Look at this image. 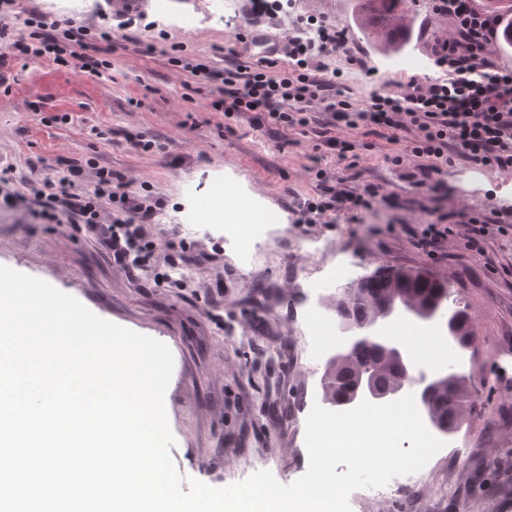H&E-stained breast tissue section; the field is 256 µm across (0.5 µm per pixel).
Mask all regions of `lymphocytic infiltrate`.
Here are the masks:
<instances>
[{"mask_svg": "<svg viewBox=\"0 0 512 512\" xmlns=\"http://www.w3.org/2000/svg\"><path fill=\"white\" fill-rule=\"evenodd\" d=\"M433 12L449 24L447 32L434 38L432 64L440 71L438 77L410 80L400 91L384 88L363 105H354L344 96L337 72L328 71L322 61L344 44L346 32L320 19L317 44L288 37L284 46L288 68L279 77L268 75L272 62L266 58L225 69L220 89L225 118L247 114L260 126L303 130L315 126L325 132L326 149L344 152L348 144L338 143L328 135V128L341 124L407 132L410 138L403 153L419 159L423 187L434 181L453 155L480 166L512 170V67L500 65L494 42L503 20L478 9L475 0H433ZM26 24L29 36L12 42V50L31 59L50 56L58 62L75 45L87 71L98 74L109 69L110 30L70 25L49 33L39 14ZM82 169L78 161L64 160L56 178L30 181L25 194L11 187L8 174H1L0 204L11 207L28 200L41 224H97L109 217L104 233L113 262L129 277H143L162 249L143 233L144 225L155 223L161 201H147L130 182L104 167L98 169L92 189L82 188L78 183ZM315 180L318 195L302 206L303 214L314 218L343 209L349 223L358 224L377 202L374 189L357 195L337 190L326 170H316ZM411 234L432 255L451 241L477 252L486 239H512V224L497 211L465 213L438 206Z\"/></svg>", "mask_w": 512, "mask_h": 512, "instance_id": "lymphocytic-infiltrate-1", "label": "lymphocytic infiltrate"}]
</instances>
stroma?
Masks as SVG:
<instances>
[{
  "label": "stroma",
  "mask_w": 512,
  "mask_h": 512,
  "mask_svg": "<svg viewBox=\"0 0 512 512\" xmlns=\"http://www.w3.org/2000/svg\"><path fill=\"white\" fill-rule=\"evenodd\" d=\"M430 3L407 0L410 38L391 55L356 25L351 0H296L295 14L261 21L247 0H172L167 11L145 10L130 26L115 13L84 11L78 21L109 26L116 37L112 67L98 76L75 59L62 66L8 49L7 40L28 34L29 13H42L50 24L66 19L55 0H17L14 14L0 20L7 34L0 40V168L10 167L20 189L32 178L55 177V161L66 158L88 161L86 187L100 167L132 188L148 184L163 208L147 233L190 258L183 277L158 287L115 265L96 225L39 224L20 207L0 209V265L41 278L98 316L170 347L165 407L175 438L170 453L183 478L220 488L262 469L283 484L305 473V421L322 395L321 380L310 377L302 356L313 305L305 283L316 280L329 303L337 282L322 274L323 266L345 265L359 277L385 264L441 280L470 316L475 344L463 353L442 348L440 362L465 375L479 405L450 435V452L431 471L399 479L377 502L350 495L352 512H512V480L502 478L512 473V240H486L479 253L449 243L435 261L410 235L379 233V226L402 218L419 222L432 204L413 185V161L393 162L397 144L363 127L340 128L337 137L353 145L341 158L300 130L225 119L217 104L220 81L172 63L183 55L223 72L250 56L240 32L290 34L296 16L314 15L346 29L345 46L326 62L342 71L344 95L361 103L384 83L435 77L428 65L432 34L443 22ZM137 41L154 45V53L136 52ZM354 56L364 67L351 65ZM56 114L68 115V122H53ZM139 139L160 146L143 151L134 146ZM317 167L338 188L358 194L374 186L388 200L360 224L348 223L343 211L327 224L300 222V203L317 194ZM441 178L449 204L512 213V170L480 169L457 158ZM220 182L272 217L269 264L253 265L250 251L226 236L223 225L188 230L189 214L223 203V196L208 195Z\"/></svg>",
  "instance_id": "1"
}]
</instances>
